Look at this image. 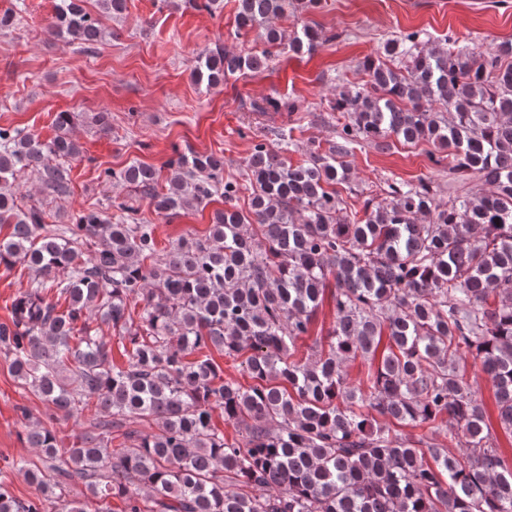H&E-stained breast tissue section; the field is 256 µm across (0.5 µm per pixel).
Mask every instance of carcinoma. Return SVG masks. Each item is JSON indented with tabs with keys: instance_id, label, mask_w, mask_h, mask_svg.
<instances>
[{
	"instance_id": "cac0c4a2",
	"label": "carcinoma",
	"mask_w": 512,
	"mask_h": 512,
	"mask_svg": "<svg viewBox=\"0 0 512 512\" xmlns=\"http://www.w3.org/2000/svg\"><path fill=\"white\" fill-rule=\"evenodd\" d=\"M83 0H59L57 35L89 47L107 33ZM320 0H238L237 28L264 30L266 48L239 55L216 43L193 73L212 88L269 67L278 53L311 52L336 39L305 24L287 36L272 20ZM413 31L390 38L383 56L361 62L366 80L344 85L329 108L344 118L336 139L294 165L259 141L245 159L248 210L232 205L240 186L224 180V157L175 152L166 173L134 160L106 179L149 200L158 215L224 208L208 232L160 249L154 225L124 201L88 209L74 223H46L22 208L17 173L31 170L53 198L71 192L65 161L81 154L60 112L49 141L0 127V267L32 272L0 322V353L18 384L65 418L97 414L69 448L53 427L30 423L25 442L41 465L21 461L42 496L11 491L0 472V512H86L68 498L79 481L111 512H512V460L499 453L468 367L495 390L498 426L512 435V41L481 51L450 35ZM255 112L296 111L284 98ZM427 141L448 168V199L431 179L392 182L363 215L336 185L360 142L389 147ZM482 188L471 193L467 186ZM335 322L327 343L294 358L326 289ZM142 303L134 322L131 303ZM95 318L131 345L114 362ZM357 386L345 365L374 361ZM248 353L257 384L224 380L210 355ZM242 429L230 441L215 410ZM155 422L112 447L115 417ZM448 430V443L429 433ZM409 427L421 430L414 437Z\"/></svg>"
}]
</instances>
